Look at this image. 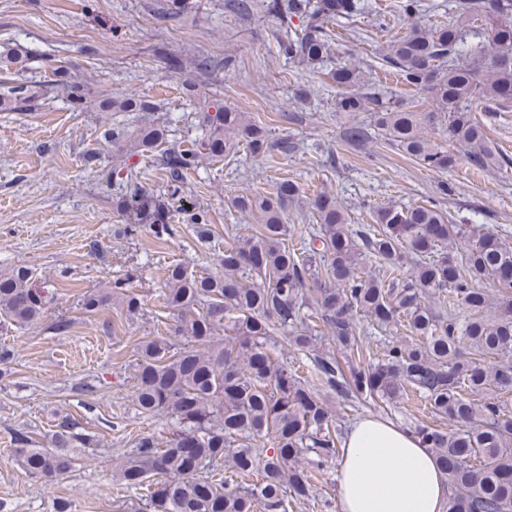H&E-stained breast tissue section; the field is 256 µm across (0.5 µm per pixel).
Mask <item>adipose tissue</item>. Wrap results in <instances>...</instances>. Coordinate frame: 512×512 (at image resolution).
I'll use <instances>...</instances> for the list:
<instances>
[{
  "instance_id": "ef3b65f1",
  "label": "adipose tissue",
  "mask_w": 512,
  "mask_h": 512,
  "mask_svg": "<svg viewBox=\"0 0 512 512\" xmlns=\"http://www.w3.org/2000/svg\"><path fill=\"white\" fill-rule=\"evenodd\" d=\"M340 512H445L446 476L412 433L377 418L348 431L338 474Z\"/></svg>"
}]
</instances>
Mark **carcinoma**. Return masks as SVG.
<instances>
[{"mask_svg": "<svg viewBox=\"0 0 512 512\" xmlns=\"http://www.w3.org/2000/svg\"><path fill=\"white\" fill-rule=\"evenodd\" d=\"M361 0H267L265 10L289 33L282 54L315 69L332 53L329 24L359 11ZM458 20L446 26L413 28L391 42L385 61L406 85L430 94L434 112L414 102L386 98L362 82L348 65L329 70L342 88L338 112H372L373 125L404 155L427 168L446 170L457 159L423 133L445 122L448 140L467 148V162L488 169L499 163L484 127L469 110L475 100L512 103V0H459ZM248 18L255 0H225ZM298 23H293V19ZM495 47L487 59L461 49L466 35L480 31ZM54 79L0 91V111H23L51 94L75 107L93 101L98 112H157L153 100L114 97L94 91L53 68ZM201 139L165 148V123L150 121L135 131L109 127L104 139L125 158L141 156L161 166L168 191L154 195L138 182L134 168L101 170L123 192L132 232L146 226L160 240L173 235L172 212L210 234L207 215L181 195L203 161L252 154L294 152V142L273 140L248 113L209 96L200 101ZM295 186L280 183L276 196L245 192L232 199L242 212L258 215V227L224 246L221 272H197L181 263L168 267L163 304L172 313L166 333L137 350L135 401L143 414L175 421L176 433L161 443L139 438L118 469V479L141 496L142 512H287L289 501L315 494V472L336 455V426L318 390L298 368L270 347L272 329L311 362L321 389L365 403H397L412 391L448 428L416 421L412 434L440 463L448 478L446 512H512V247L492 230L472 234L443 210L428 205H391L375 211V224L355 229L347 211L325 193L314 203L318 228L301 247L288 244L286 203ZM461 244L451 254L448 245ZM413 261L404 275L403 265ZM488 282L496 299L477 284ZM114 289L84 293L81 309L95 315L120 299L125 311H141L140 299ZM448 297V315L426 300ZM46 300L32 271L17 265L0 277V322L25 327L44 313ZM363 312L385 332L405 330L402 340L365 367L345 371L322 350L331 340L348 359H364L369 337L356 331ZM270 441L272 453L255 448ZM92 436L70 416L58 417L47 448L22 432L14 446L27 475L45 483L67 477L74 450Z\"/></svg>", "mask_w": 512, "mask_h": 512, "instance_id": "cac0c4a2", "label": "carcinoma"}]
</instances>
